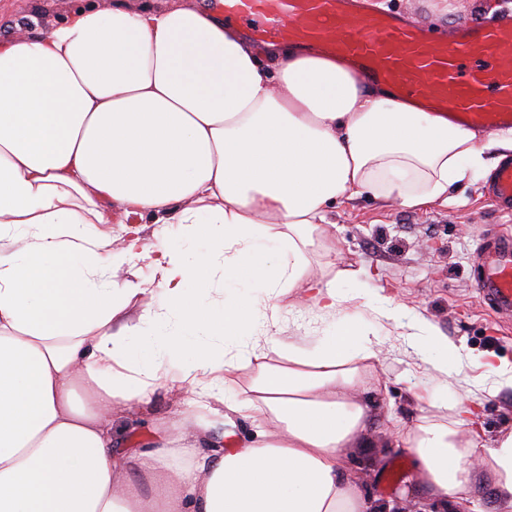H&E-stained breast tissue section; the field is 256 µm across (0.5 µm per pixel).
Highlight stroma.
Instances as JSON below:
<instances>
[{
  "label": "stroma",
  "instance_id": "1",
  "mask_svg": "<svg viewBox=\"0 0 512 512\" xmlns=\"http://www.w3.org/2000/svg\"><path fill=\"white\" fill-rule=\"evenodd\" d=\"M79 0H0V40L21 38L34 29H49L65 19ZM370 7L397 12L428 28L447 30L450 20L472 15L512 14V0H367ZM451 10L450 20H436L433 7ZM488 173L472 175L448 190L447 202L408 208L363 195L337 205L328 215L327 242L341 256L342 266L359 271L357 280L343 283L345 292L383 289L399 307V319L410 323L425 318L474 357L462 373H449L440 388L414 350L396 339L392 326L377 327L380 353L376 367L362 388L373 421L365 432L364 447L350 449L352 477L369 473L364 493L385 502L408 490L413 503H426L413 479V456L408 449L390 447L395 425L413 427L428 407L417 399L435 393L447 401L478 390V423L485 444L512 430V388L488 394L490 366L512 364V317L498 314L479 298L483 271L482 244L491 235L512 236V221L498 216L486 195ZM371 324L369 309L357 301L345 304L344 317L324 315L301 306L283 313L282 335L303 337L312 344L340 327L343 319ZM180 406L169 394L157 393L145 410L118 412L113 430L121 447L152 442L160 425L177 419Z\"/></svg>",
  "mask_w": 512,
  "mask_h": 512
}]
</instances>
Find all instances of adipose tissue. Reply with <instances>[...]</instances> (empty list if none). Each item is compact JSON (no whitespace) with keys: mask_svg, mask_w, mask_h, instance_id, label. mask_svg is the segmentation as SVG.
Segmentation results:
<instances>
[{"mask_svg":"<svg viewBox=\"0 0 512 512\" xmlns=\"http://www.w3.org/2000/svg\"><path fill=\"white\" fill-rule=\"evenodd\" d=\"M267 56L207 6L126 0L0 41V512H371L347 451L371 422L358 390L378 340L348 324L283 343L276 316L345 303L358 272L325 242L337 203H434L483 170V147L334 58ZM116 216L118 249L88 231ZM144 256L151 282L113 280ZM364 305L434 371L457 358L389 298ZM161 388L194 415L192 439L119 449L114 408ZM450 410L392 435L415 482L436 512H468L481 485L512 512V431L485 446L475 406ZM240 418L258 422L246 442Z\"/></svg>","mask_w":512,"mask_h":512,"instance_id":"obj_1","label":"adipose tissue"}]
</instances>
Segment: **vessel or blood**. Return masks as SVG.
<instances>
[{
    "mask_svg": "<svg viewBox=\"0 0 512 512\" xmlns=\"http://www.w3.org/2000/svg\"><path fill=\"white\" fill-rule=\"evenodd\" d=\"M364 0H211L254 46L293 43L347 62L362 81L382 84L430 111L491 133L512 126V18H469L437 37L394 12H364ZM487 195L512 218V154L492 172ZM481 296L512 311V238L487 240Z\"/></svg>",
    "mask_w": 512,
    "mask_h": 512,
    "instance_id": "b4317fda",
    "label": "vessel or blood"
}]
</instances>
